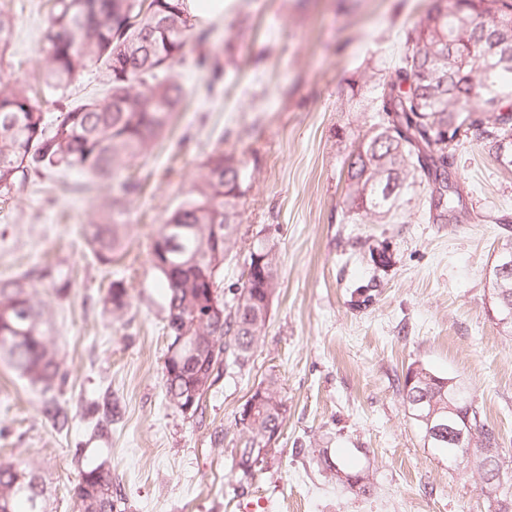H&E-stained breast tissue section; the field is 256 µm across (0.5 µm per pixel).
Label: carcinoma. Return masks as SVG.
<instances>
[{
  "instance_id": "1",
  "label": "carcinoma",
  "mask_w": 512,
  "mask_h": 512,
  "mask_svg": "<svg viewBox=\"0 0 512 512\" xmlns=\"http://www.w3.org/2000/svg\"><path fill=\"white\" fill-rule=\"evenodd\" d=\"M15 0H0V65L12 44ZM41 68L48 92L65 91L85 70L103 66L105 89L72 103L47 120V97L31 94L26 83L0 68V194L44 171L75 172L89 179L119 181L125 194L140 183L123 175L135 159L150 157L185 97L177 68L186 62L208 77L207 91L224 76L218 54L206 48L211 30L192 23L184 0H46ZM512 29V0H432L408 31L400 64L378 79L372 103L378 122L345 161L349 192L346 209L366 222L398 207L403 196L416 197L436 224H467L455 171V150L469 136L490 145L495 158L512 167V63H500L503 34ZM200 50L188 58L187 50ZM246 165L224 153L209 157L187 197L171 212L150 248V263L164 290L167 349L179 341L196 343L193 356L165 353L162 368L166 397L177 409L193 402L191 415L220 371L243 369L265 327L266 301L274 298L278 270L274 246L256 239L249 251L246 277L224 289V260L235 245ZM121 199L98 211L83 235L97 259L112 264L121 246ZM50 280L59 297L68 282L54 280L48 266L25 276L0 280V361L43 393L61 378L58 351L47 336L46 307L34 280ZM492 310L512 314V271L489 276ZM123 281L114 280L106 302L126 304ZM422 364L403 374L402 391L425 445L448 458L456 447L435 432L439 420L469 417L471 464L486 500L496 512H512V485L490 482L501 457L499 435L483 418L470 395L447 385ZM260 408L240 426L237 466L250 475L270 450L271 435L281 431L284 404L273 376L252 392ZM39 412L56 424L67 413L52 397H42ZM337 480L355 478L367 491L363 471H351L323 455ZM77 512H115L118 493L104 465L79 471L73 488ZM0 512H47L46 488L28 462L0 464Z\"/></svg>"
}]
</instances>
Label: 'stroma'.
<instances>
[{"label":"stroma","instance_id":"stroma-1","mask_svg":"<svg viewBox=\"0 0 512 512\" xmlns=\"http://www.w3.org/2000/svg\"><path fill=\"white\" fill-rule=\"evenodd\" d=\"M5 70L40 77L44 15L21 0ZM430 0H224L212 46L224 66L217 92L185 72L186 98L147 159L130 171L143 187L124 201L123 254L104 266L81 236L112 183L33 174L0 195V279L40 265L70 281L65 297L37 285L66 373L50 391L71 419L57 429L39 392L0 365V462L42 469L49 512H75L87 462H107L123 497L116 512H488L472 466L428 448L403 400L412 363L455 378L512 456V335L489 315L486 269L512 217V168L488 145L456 152L468 224H435L418 201L385 220L350 223L344 160L375 124L369 77L398 61L404 37ZM243 160L234 255L224 283L240 281L255 238L275 246L278 289L265 330L241 374L220 375L204 414L171 405L162 377L169 338L164 298L149 262L167 216L215 153ZM124 280L127 304L105 303ZM276 376L284 404L278 440L255 476L235 467L234 416ZM111 395L98 434L91 401ZM368 476L362 495L331 478L317 452Z\"/></svg>","mask_w":512,"mask_h":512}]
</instances>
